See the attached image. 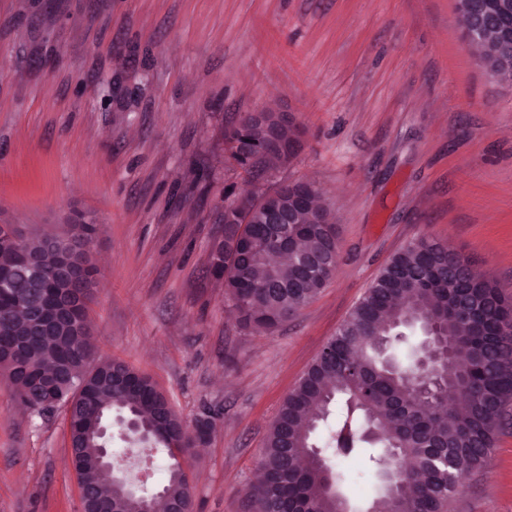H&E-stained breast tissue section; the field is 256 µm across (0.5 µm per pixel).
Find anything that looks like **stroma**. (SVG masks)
Masks as SVG:
<instances>
[{
    "instance_id": "35a3bbf8",
    "label": "stroma",
    "mask_w": 512,
    "mask_h": 512,
    "mask_svg": "<svg viewBox=\"0 0 512 512\" xmlns=\"http://www.w3.org/2000/svg\"><path fill=\"white\" fill-rule=\"evenodd\" d=\"M275 104L304 130L271 183L318 185L328 284L276 330L241 329L208 272L224 228V127ZM99 227L100 355L186 422L193 512H251L283 399L391 257L449 243L512 298V89L464 42L455 0H0V224ZM64 409L0 376V512H81ZM448 512H512V406Z\"/></svg>"
}]
</instances>
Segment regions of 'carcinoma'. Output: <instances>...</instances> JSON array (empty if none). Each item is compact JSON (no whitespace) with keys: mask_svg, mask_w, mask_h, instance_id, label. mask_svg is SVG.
<instances>
[{"mask_svg":"<svg viewBox=\"0 0 512 512\" xmlns=\"http://www.w3.org/2000/svg\"><path fill=\"white\" fill-rule=\"evenodd\" d=\"M482 66L512 74V43L503 42L493 21L485 23ZM236 134L258 139L252 113L231 123ZM232 166L252 182L280 167V158L236 157ZM262 208L246 224L224 225L211 246L210 272L224 278V294L242 327L272 331L293 316L331 279L332 271L309 275L299 255L337 250L333 216L321 219L299 208L293 250L285 264H270L271 225ZM94 224H69L55 235L62 242L91 243ZM46 233L25 244L52 273L57 255ZM463 255L421 238L397 252L380 271L339 332L324 347L273 421L260 461L262 479L247 496L253 512H336L327 486L348 482L332 459L361 460L376 478L397 474L402 512H445L469 474L481 469L493 448L506 407L512 403V302L490 280L470 273ZM16 291L35 303L38 287L19 275ZM0 301V371L20 405L44 416L59 407L70 422L78 482L105 490L93 499L103 512L112 502L121 512H142L141 496L112 484L96 465L103 439L82 438V429L114 412L136 418L150 443L168 452L161 501L193 512L188 477L174 449L186 443L184 420L149 378L112 383V371L136 373L106 358L90 366L95 344L82 324L61 333L34 334L23 312H5ZM462 390L461 403L447 406L437 384Z\"/></svg>","mask_w":512,"mask_h":512,"instance_id":"carcinoma-1","label":"carcinoma"}]
</instances>
